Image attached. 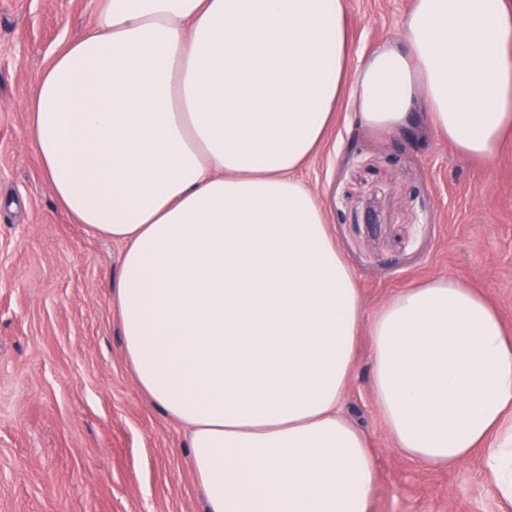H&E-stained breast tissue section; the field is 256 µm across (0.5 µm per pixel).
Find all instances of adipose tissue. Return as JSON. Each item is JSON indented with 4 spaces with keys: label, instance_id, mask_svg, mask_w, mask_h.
<instances>
[{
    "label": "adipose tissue",
    "instance_id": "ef3b65f1",
    "mask_svg": "<svg viewBox=\"0 0 512 512\" xmlns=\"http://www.w3.org/2000/svg\"><path fill=\"white\" fill-rule=\"evenodd\" d=\"M387 134L424 111L458 155L512 134V0H415L352 61L345 0H102L29 103L52 193L124 247L112 285L140 388L189 430L205 512H371L378 468L342 413L361 334L408 458L480 454L512 507V331L457 278L366 318L299 173L344 88Z\"/></svg>",
    "mask_w": 512,
    "mask_h": 512
}]
</instances>
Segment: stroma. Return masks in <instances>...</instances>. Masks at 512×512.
<instances>
[{
    "mask_svg": "<svg viewBox=\"0 0 512 512\" xmlns=\"http://www.w3.org/2000/svg\"><path fill=\"white\" fill-rule=\"evenodd\" d=\"M101 0H0V512H200L185 428L140 390L112 283L122 246L57 205L27 106L52 58ZM413 0H347L350 50L395 43ZM301 179L367 315L398 290L454 275L512 330V137L491 161L362 125L348 101ZM361 338L344 413L368 433L372 512H501L480 455L448 469L405 457L375 407Z\"/></svg>",
    "mask_w": 512,
    "mask_h": 512,
    "instance_id": "stroma-1",
    "label": "stroma"
}]
</instances>
